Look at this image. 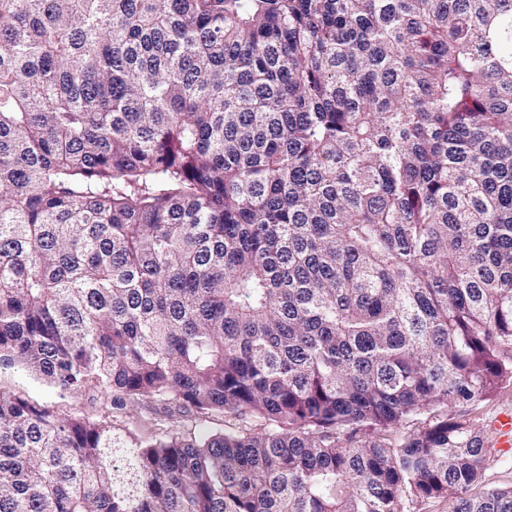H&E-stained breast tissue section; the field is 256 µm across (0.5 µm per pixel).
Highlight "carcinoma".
Instances as JSON below:
<instances>
[{
    "mask_svg": "<svg viewBox=\"0 0 512 512\" xmlns=\"http://www.w3.org/2000/svg\"><path fill=\"white\" fill-rule=\"evenodd\" d=\"M2 359L246 426L0 392V512H512V0H0ZM0 392L20 395L28 401L49 406L61 415L80 414L99 418L106 414L115 432L129 429L142 437L165 438L172 432L215 434L240 428L242 421L222 414L205 417L167 409L160 403H128L112 408V393L90 390L63 393L29 372L18 362L0 361ZM509 412H512V385H504L479 406L477 413H473L471 407L466 405L448 407V417L465 415L476 419L485 436L486 448H490L481 480L472 488L471 493L512 486V413L506 414ZM499 416L497 431L494 423Z\"/></svg>",
    "mask_w": 512,
    "mask_h": 512,
    "instance_id": "cac0c4a2",
    "label": "carcinoma"
}]
</instances>
